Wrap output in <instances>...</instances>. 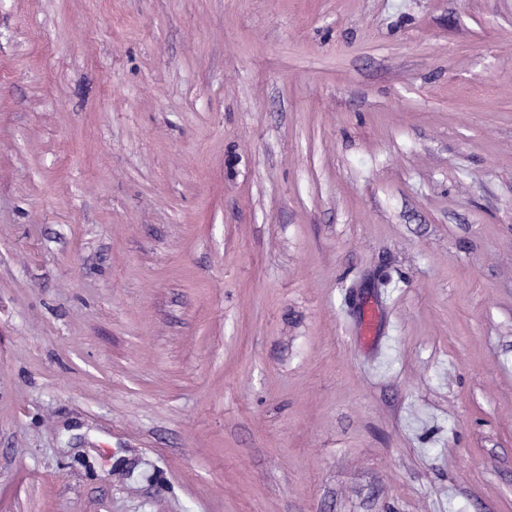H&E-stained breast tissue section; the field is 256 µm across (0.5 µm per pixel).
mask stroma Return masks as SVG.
<instances>
[{
	"mask_svg": "<svg viewBox=\"0 0 512 512\" xmlns=\"http://www.w3.org/2000/svg\"><path fill=\"white\" fill-rule=\"evenodd\" d=\"M0 512H512V0H0Z\"/></svg>",
	"mask_w": 512,
	"mask_h": 512,
	"instance_id": "35a3bbf8",
	"label": "stroma"
}]
</instances>
